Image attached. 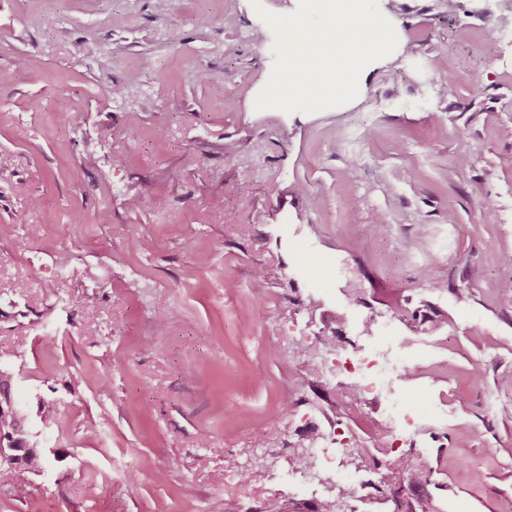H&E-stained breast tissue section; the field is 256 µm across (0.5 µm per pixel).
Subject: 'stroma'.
Masks as SVG:
<instances>
[{
	"label": "stroma",
	"mask_w": 512,
	"mask_h": 512,
	"mask_svg": "<svg viewBox=\"0 0 512 512\" xmlns=\"http://www.w3.org/2000/svg\"><path fill=\"white\" fill-rule=\"evenodd\" d=\"M380 7L402 39L357 99L288 114L255 108L275 35L250 0H0V347L10 305L41 315L11 369L58 457L0 472V512L273 495L305 380L289 291L337 300L340 256L365 312L411 313L404 402L448 406L419 451L438 512L512 506V46L499 0ZM327 414L387 456L365 394Z\"/></svg>",
	"instance_id": "1"
}]
</instances>
